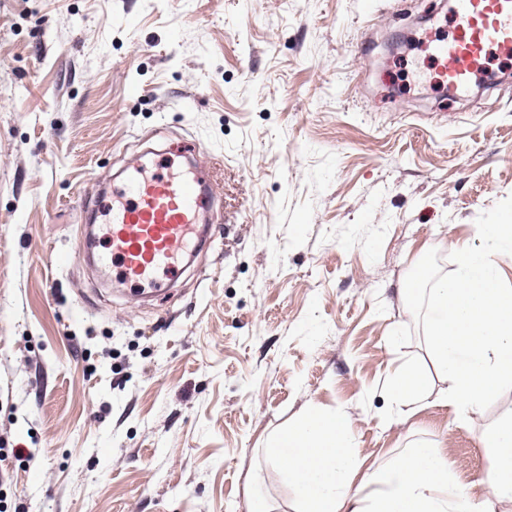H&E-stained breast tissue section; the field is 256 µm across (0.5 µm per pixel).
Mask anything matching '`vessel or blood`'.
I'll list each match as a JSON object with an SVG mask.
<instances>
[{
  "mask_svg": "<svg viewBox=\"0 0 512 512\" xmlns=\"http://www.w3.org/2000/svg\"><path fill=\"white\" fill-rule=\"evenodd\" d=\"M456 18L450 38H432L425 50L436 62L435 83L464 92L488 69L491 52L512 55V0H451ZM215 199L204 166L186 167L159 159L136 169L125 181L101 193L104 222L86 226L76 247L78 258L91 254L90 237L104 246L101 267L130 288L164 292L182 273V258L191 245L207 242L204 217Z\"/></svg>",
  "mask_w": 512,
  "mask_h": 512,
  "instance_id": "vessel-or-blood-1",
  "label": "vessel or blood"
}]
</instances>
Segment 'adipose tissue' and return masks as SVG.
Masks as SVG:
<instances>
[{"label":"adipose tissue","mask_w":512,"mask_h":512,"mask_svg":"<svg viewBox=\"0 0 512 512\" xmlns=\"http://www.w3.org/2000/svg\"><path fill=\"white\" fill-rule=\"evenodd\" d=\"M483 482L512 501V416L484 437ZM301 512H486L450 473L447 457L422 442L387 465L366 468L341 415L306 414L272 442Z\"/></svg>","instance_id":"obj_1"}]
</instances>
